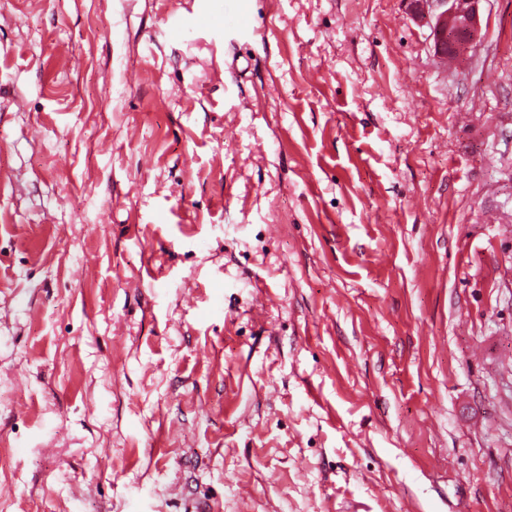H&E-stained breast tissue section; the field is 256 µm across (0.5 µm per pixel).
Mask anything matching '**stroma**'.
<instances>
[{
    "label": "stroma",
    "instance_id": "obj_1",
    "mask_svg": "<svg viewBox=\"0 0 512 512\" xmlns=\"http://www.w3.org/2000/svg\"><path fill=\"white\" fill-rule=\"evenodd\" d=\"M0 0V512H512V0ZM414 17L431 31L438 54H459L476 44L482 34L485 0H409Z\"/></svg>",
    "mask_w": 512,
    "mask_h": 512
}]
</instances>
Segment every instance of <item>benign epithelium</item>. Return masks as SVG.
Wrapping results in <instances>:
<instances>
[{
	"instance_id": "benign-epithelium-1",
	"label": "benign epithelium",
	"mask_w": 512,
	"mask_h": 512,
	"mask_svg": "<svg viewBox=\"0 0 512 512\" xmlns=\"http://www.w3.org/2000/svg\"><path fill=\"white\" fill-rule=\"evenodd\" d=\"M484 0H409L414 17L427 24L441 55L469 50L482 34Z\"/></svg>"
}]
</instances>
